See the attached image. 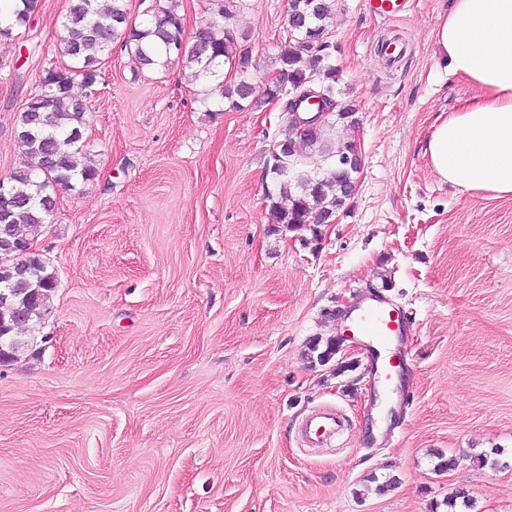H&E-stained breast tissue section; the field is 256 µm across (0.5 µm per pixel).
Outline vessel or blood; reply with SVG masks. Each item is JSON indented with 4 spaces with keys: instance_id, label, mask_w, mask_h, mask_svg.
I'll return each mask as SVG.
<instances>
[{
    "instance_id": "vessel-or-blood-1",
    "label": "vessel or blood",
    "mask_w": 512,
    "mask_h": 512,
    "mask_svg": "<svg viewBox=\"0 0 512 512\" xmlns=\"http://www.w3.org/2000/svg\"><path fill=\"white\" fill-rule=\"evenodd\" d=\"M410 327V318L393 313L382 299L366 302L357 307L355 314L346 317L343 333L360 341L372 359V387L381 391L394 389L407 356L400 340ZM346 427L344 417L335 408L320 406L301 422L299 438L303 447L332 449Z\"/></svg>"
}]
</instances>
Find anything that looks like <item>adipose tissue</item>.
Wrapping results in <instances>:
<instances>
[{
    "label": "adipose tissue",
    "instance_id": "obj_1",
    "mask_svg": "<svg viewBox=\"0 0 512 512\" xmlns=\"http://www.w3.org/2000/svg\"><path fill=\"white\" fill-rule=\"evenodd\" d=\"M449 71L483 95L439 123L427 154L441 182L512 195V0H453L435 30Z\"/></svg>",
    "mask_w": 512,
    "mask_h": 512
}]
</instances>
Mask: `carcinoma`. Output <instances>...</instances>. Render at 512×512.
Returning a JSON list of instances; mask_svg holds the SVG:
<instances>
[{
	"label": "carcinoma",
	"mask_w": 512,
	"mask_h": 512,
	"mask_svg": "<svg viewBox=\"0 0 512 512\" xmlns=\"http://www.w3.org/2000/svg\"><path fill=\"white\" fill-rule=\"evenodd\" d=\"M177 2L167 0L156 6L135 26L129 23L126 0H111L105 9L99 0H68L61 41L69 64L45 70L38 90L18 117L17 136L26 147V160L9 176L7 191L0 195V255H10L20 242L35 239L54 211L57 189L71 190L75 182L95 177V169L83 162L87 146L81 127L88 105L71 90L78 78L87 87L96 82L100 65L109 59L116 41L146 69L166 68L173 60L183 63L200 84L206 106L215 103L217 96L232 99L236 108L244 102L256 106L283 100L288 90L300 91L312 78L328 101H336L339 71L317 43L326 33L330 0H288V26L276 57L277 73L288 78L287 88H260L245 79L231 90L224 86L225 69L243 62L251 49L244 45L245 37H234L224 26V19L231 15L229 6L214 0L216 17L189 38ZM38 10L39 0H13V20L0 25V38H12L14 28L26 24ZM281 122L284 152L270 153L268 165L274 182V188L265 193L269 210L275 223L288 230L321 224L347 205L348 187L357 178L356 171L334 161L337 154L351 151L355 142L340 143L333 132L339 126L354 127L359 120L352 108L341 107L304 139L298 137L293 113L285 104ZM304 143L312 149L321 146L324 152L302 156L297 146ZM23 264L30 268L25 274L11 262L0 263V296L12 301V307L6 308L0 299V364L17 358L25 341L14 335L15 330L48 315L57 288L56 273L43 257L25 256ZM337 351L336 340L315 339L307 356L325 365Z\"/></svg>",
	"instance_id": "obj_1"
}]
</instances>
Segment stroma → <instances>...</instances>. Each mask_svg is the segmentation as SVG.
Returning a JSON list of instances; mask_svg holds the SVG:
<instances>
[{"label":"stroma","mask_w":512,"mask_h":512,"mask_svg":"<svg viewBox=\"0 0 512 512\" xmlns=\"http://www.w3.org/2000/svg\"><path fill=\"white\" fill-rule=\"evenodd\" d=\"M234 2L226 25L258 81L288 0ZM66 8L41 0L0 40L1 180L25 158L26 99L66 62ZM449 8L405 0L380 19L332 0L327 52L359 118L337 135L364 168L314 231L276 230L264 199L281 104L206 111L181 64L148 72L117 46L93 87L74 83L96 175L58 191L35 239L58 288L0 365V512H447L458 491L466 512H512V196L443 184L425 154L436 122L480 95L436 52ZM395 36L389 67L377 47ZM372 294L413 322V391L367 444L391 396H367L360 347L342 343L341 375L305 352ZM321 405L351 423L333 450L299 441Z\"/></svg>","instance_id":"1"}]
</instances>
